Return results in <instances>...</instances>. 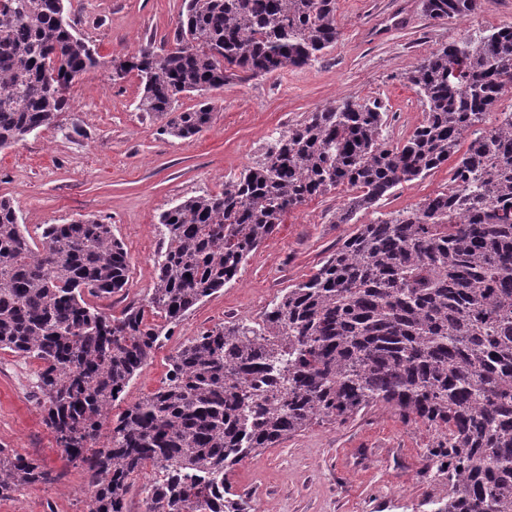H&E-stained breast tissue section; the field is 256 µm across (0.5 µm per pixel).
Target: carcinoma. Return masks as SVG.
Instances as JSON below:
<instances>
[{
    "label": "carcinoma",
    "instance_id": "carcinoma-1",
    "mask_svg": "<svg viewBox=\"0 0 512 512\" xmlns=\"http://www.w3.org/2000/svg\"><path fill=\"white\" fill-rule=\"evenodd\" d=\"M478 7L424 0L440 20ZM338 36L336 0H184L174 47L113 57L112 80L137 72L138 110L187 139L213 107L183 110L180 95L303 67ZM99 64L64 0H0V149L57 124L72 83ZM407 80L424 118L403 141L385 135L381 101L332 103L271 138L222 192L163 211L153 288L119 317L95 303L129 279L112 225L46 224L38 244L0 199V349L38 363L37 404L85 473L88 512H126L148 465L145 512H252L230 482L242 459L374 407L433 433L429 468L448 478L435 512H512V112L486 125L512 85V26L431 52ZM450 159L446 189L359 223ZM341 186L353 194L336 223L355 229L316 271L260 321L182 343L162 386L112 417L171 326L235 280L287 212ZM59 480L0 448V498ZM152 477L153 471L150 467L146 468L143 472L134 477L127 494V512H142V498L144 495L141 491L146 484L150 483Z\"/></svg>",
    "mask_w": 512,
    "mask_h": 512
}]
</instances>
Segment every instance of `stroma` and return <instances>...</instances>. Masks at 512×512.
<instances>
[{
    "instance_id": "35a3bbf8",
    "label": "stroma",
    "mask_w": 512,
    "mask_h": 512,
    "mask_svg": "<svg viewBox=\"0 0 512 512\" xmlns=\"http://www.w3.org/2000/svg\"><path fill=\"white\" fill-rule=\"evenodd\" d=\"M183 0H65L72 32L94 48L100 67L77 78L70 107L57 125L37 130L0 150V199L12 202L32 237L46 224L95 215L111 224L130 258L121 295L100 299L112 315L140 301L153 285L158 217L177 201L223 189L261 154L268 138L309 112L345 99L385 104L388 136L405 139L423 119L407 75L433 50L466 35L512 26V0H481L468 16L433 19L422 0H336L340 37L310 65L251 80H233L211 94L215 116L193 138L159 132L153 116L138 111L143 87L136 74L113 80L112 57L142 46L169 49ZM449 167L408 182L363 215L414 207L444 190ZM347 188L312 198L286 214L244 269L205 298L174 328L131 381L122 412L155 391L176 347L230 318H259L288 286L307 279L352 227L336 221ZM33 363L0 350V447L62 473L61 483L0 499V512H86L90 491L80 466L56 448L29 386ZM433 436L424 426L375 408L343 424L320 423L242 460L234 488L256 512H428L448 486L427 471Z\"/></svg>"
}]
</instances>
